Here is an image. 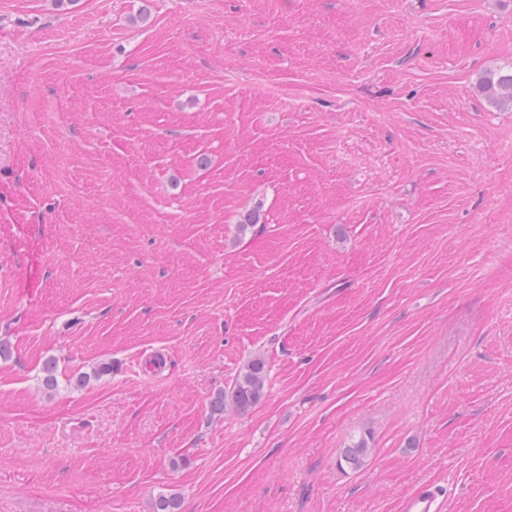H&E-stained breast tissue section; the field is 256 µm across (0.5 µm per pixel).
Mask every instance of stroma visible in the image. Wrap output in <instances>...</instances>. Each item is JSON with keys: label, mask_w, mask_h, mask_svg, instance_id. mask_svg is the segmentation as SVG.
Listing matches in <instances>:
<instances>
[{"label": "stroma", "mask_w": 512, "mask_h": 512, "mask_svg": "<svg viewBox=\"0 0 512 512\" xmlns=\"http://www.w3.org/2000/svg\"><path fill=\"white\" fill-rule=\"evenodd\" d=\"M509 65L512 0H0V512H512ZM505 68V67H504ZM486 71L479 81L485 98L499 109H512V66ZM265 379V362L260 358L249 361L238 373L231 390L218 394L210 401L211 412L224 415L227 405L239 413L248 411L261 399ZM370 451L371 448H369L367 438L362 436L354 440L353 443L346 448L341 456L340 463L343 461L348 467L358 469L364 465ZM446 490L434 484H423L403 496L400 512H443Z\"/></svg>", "instance_id": "1"}]
</instances>
